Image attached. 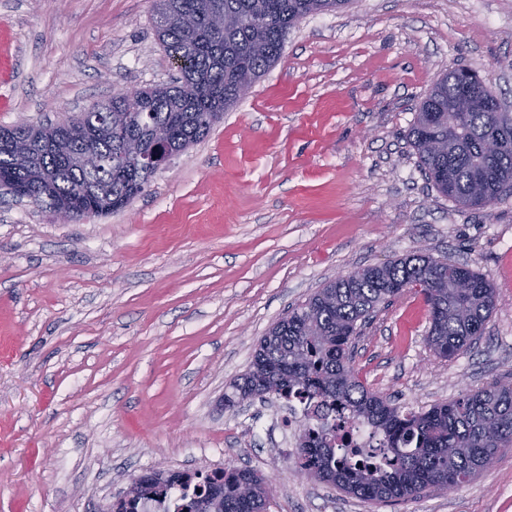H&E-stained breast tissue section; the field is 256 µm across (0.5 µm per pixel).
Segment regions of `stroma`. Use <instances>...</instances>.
<instances>
[{
    "label": "stroma",
    "instance_id": "1",
    "mask_svg": "<svg viewBox=\"0 0 512 512\" xmlns=\"http://www.w3.org/2000/svg\"><path fill=\"white\" fill-rule=\"evenodd\" d=\"M155 0H0V128L56 124L178 71ZM512 113V0H354L304 17L250 94L124 209L63 222L0 190V512H101L152 471L247 468L266 512H512V448L450 489L377 503L290 469L277 403L225 407L258 340L318 288L414 252L496 289L441 357L408 290L355 340L371 390L416 408L512 378V193L440 195L408 130L448 70Z\"/></svg>",
    "mask_w": 512,
    "mask_h": 512
}]
</instances>
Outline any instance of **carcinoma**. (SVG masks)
I'll list each match as a JSON object with an SVG mask.
<instances>
[{
    "instance_id": "carcinoma-1",
    "label": "carcinoma",
    "mask_w": 512,
    "mask_h": 512,
    "mask_svg": "<svg viewBox=\"0 0 512 512\" xmlns=\"http://www.w3.org/2000/svg\"><path fill=\"white\" fill-rule=\"evenodd\" d=\"M350 3L158 0V39L180 76L97 103L64 122L65 131L59 125L28 134L0 129V180L28 189L51 210L69 201L77 221L101 195L112 199L114 211L126 207L156 173L144 162L156 152L153 128H166L175 149L201 140L239 101V85L255 83L278 60L299 20ZM215 8L224 12L219 30L211 24ZM492 98L474 71L462 91L455 69L433 84L409 131L427 180L464 208H483L512 190V113L491 111ZM88 149L101 160L93 171L75 160ZM416 285L428 307L426 339L436 354L446 357L482 336L494 307L492 283L467 263L410 254L340 276L289 309L259 339L249 370L224 394V406L303 394L348 409L353 421L383 436L384 463L338 459L326 434L311 432L294 465L356 497L393 502L469 481L501 449L512 448L511 381L416 410L368 390L351 366L361 326ZM206 493L218 497L222 512H266L268 490L248 469L212 477L173 473L154 492L156 512H198Z\"/></svg>"
}]
</instances>
